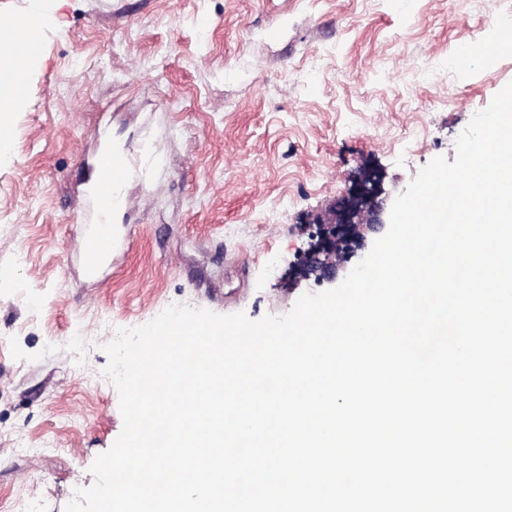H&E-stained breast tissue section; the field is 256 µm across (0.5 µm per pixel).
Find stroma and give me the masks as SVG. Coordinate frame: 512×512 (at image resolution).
<instances>
[{
	"instance_id": "1",
	"label": "stroma",
	"mask_w": 512,
	"mask_h": 512,
	"mask_svg": "<svg viewBox=\"0 0 512 512\" xmlns=\"http://www.w3.org/2000/svg\"><path fill=\"white\" fill-rule=\"evenodd\" d=\"M512 0H48L0 153V512H65L119 436L102 371L116 329L173 304L258 320L328 283L300 263L363 175L391 209L512 82V51L462 59ZM152 139L88 278V167ZM26 449H19L18 440ZM80 226L78 235L81 238L80 254L84 271L87 276L93 277L119 248L125 247V242L119 237L112 224Z\"/></svg>"
}]
</instances>
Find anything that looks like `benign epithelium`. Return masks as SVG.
<instances>
[{
  "instance_id": "7a95c632",
  "label": "benign epithelium",
  "mask_w": 512,
  "mask_h": 512,
  "mask_svg": "<svg viewBox=\"0 0 512 512\" xmlns=\"http://www.w3.org/2000/svg\"><path fill=\"white\" fill-rule=\"evenodd\" d=\"M379 194L378 184L371 179L357 183L350 190L346 203L338 209L334 220L318 225L314 242L303 263V271L315 272L322 280L336 281V266L326 258L335 253L339 245L363 238L359 216H370L375 223H381Z\"/></svg>"
}]
</instances>
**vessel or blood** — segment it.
I'll return each mask as SVG.
<instances>
[{
  "label": "vessel or blood",
  "instance_id": "obj_1",
  "mask_svg": "<svg viewBox=\"0 0 512 512\" xmlns=\"http://www.w3.org/2000/svg\"><path fill=\"white\" fill-rule=\"evenodd\" d=\"M158 158L150 142H143L137 156L125 150H107L94 166V178L90 194L97 211L106 213L124 203V186L134 167L149 168L157 164ZM80 254L87 276H95L101 266L110 260L124 245L114 226L100 223L80 227Z\"/></svg>",
  "mask_w": 512,
  "mask_h": 512
}]
</instances>
